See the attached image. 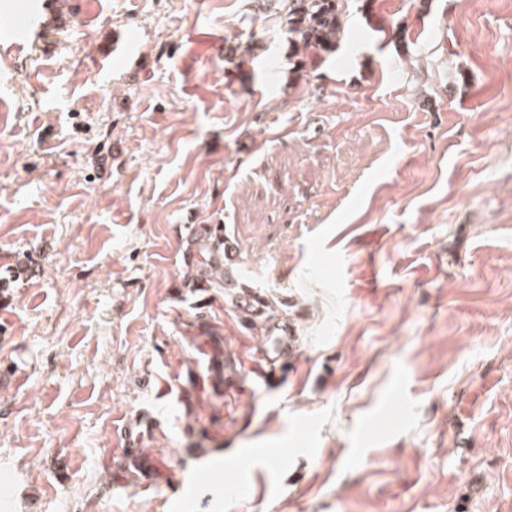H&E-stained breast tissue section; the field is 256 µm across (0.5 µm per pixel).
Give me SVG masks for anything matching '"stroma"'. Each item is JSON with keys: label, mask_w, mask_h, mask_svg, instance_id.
I'll return each instance as SVG.
<instances>
[{"label": "stroma", "mask_w": 512, "mask_h": 512, "mask_svg": "<svg viewBox=\"0 0 512 512\" xmlns=\"http://www.w3.org/2000/svg\"><path fill=\"white\" fill-rule=\"evenodd\" d=\"M38 12L66 23L0 40L11 512H512V0H346L315 67L262 0ZM195 224L287 297L281 387L183 288Z\"/></svg>", "instance_id": "obj_1"}]
</instances>
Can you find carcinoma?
<instances>
[{
    "mask_svg": "<svg viewBox=\"0 0 512 512\" xmlns=\"http://www.w3.org/2000/svg\"><path fill=\"white\" fill-rule=\"evenodd\" d=\"M288 42L293 56L326 59L344 38L342 0H288ZM195 248L186 254L182 287L231 302L240 322L259 328L264 336L280 330L278 305L282 299L249 284L241 273L244 259L222 224H196L191 232Z\"/></svg>",
    "mask_w": 512,
    "mask_h": 512,
    "instance_id": "cac0c4a2",
    "label": "carcinoma"
}]
</instances>
